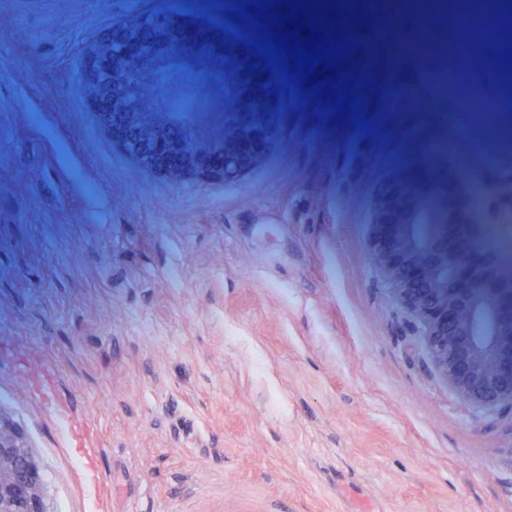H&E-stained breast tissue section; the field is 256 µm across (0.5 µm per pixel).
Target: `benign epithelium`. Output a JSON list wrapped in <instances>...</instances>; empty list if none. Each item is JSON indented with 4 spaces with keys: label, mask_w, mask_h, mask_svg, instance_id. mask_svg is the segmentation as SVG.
Returning <instances> with one entry per match:
<instances>
[{
    "label": "benign epithelium",
    "mask_w": 512,
    "mask_h": 512,
    "mask_svg": "<svg viewBox=\"0 0 512 512\" xmlns=\"http://www.w3.org/2000/svg\"><path fill=\"white\" fill-rule=\"evenodd\" d=\"M187 39L210 55L224 53V36L212 27L196 26ZM168 40L165 30L150 22L132 29L118 27L107 44L86 60L85 80L94 88L100 112H165L178 95L161 79L151 48ZM256 73L234 69L227 82L242 106L266 109L270 101ZM386 275L398 277L401 304L416 319L426 356L436 373L462 399L476 407L512 410V298L486 297L465 289L451 254L441 252L428 262L408 260V251L392 236L378 242ZM0 512H48L39 466L21 430L0 412Z\"/></svg>",
    "instance_id": "7a95c632"
}]
</instances>
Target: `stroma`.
I'll list each match as a JSON object with an SVG mask.
<instances>
[{
    "label": "stroma",
    "mask_w": 512,
    "mask_h": 512,
    "mask_svg": "<svg viewBox=\"0 0 512 512\" xmlns=\"http://www.w3.org/2000/svg\"><path fill=\"white\" fill-rule=\"evenodd\" d=\"M114 2L0 0V336L54 367L102 477L90 497L0 359L51 512H512V412L428 367L374 255L382 225L438 224L465 283L502 292L484 225L512 178L450 170L374 95L363 131L310 97L228 113L220 141L187 115L190 154L158 161L163 114L106 122L84 80Z\"/></svg>",
    "instance_id": "obj_1"
}]
</instances>
